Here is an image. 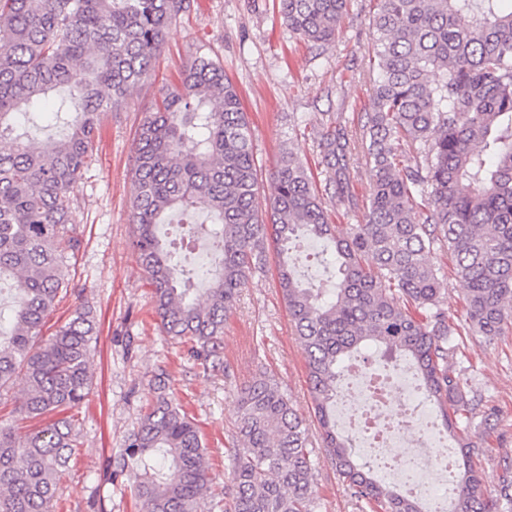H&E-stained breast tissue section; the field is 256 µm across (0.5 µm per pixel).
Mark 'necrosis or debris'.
<instances>
[{"label":"necrosis or debris","mask_w":512,"mask_h":512,"mask_svg":"<svg viewBox=\"0 0 512 512\" xmlns=\"http://www.w3.org/2000/svg\"><path fill=\"white\" fill-rule=\"evenodd\" d=\"M375 374L351 368L339 406L346 427L360 438V446L374 466L413 492L438 485L450 470L443 448L445 439L436 432L410 370L389 375L385 389L374 386ZM404 448L407 459L394 451Z\"/></svg>","instance_id":"1"}]
</instances>
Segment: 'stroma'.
<instances>
[{"label": "stroma", "mask_w": 512, "mask_h": 512, "mask_svg": "<svg viewBox=\"0 0 512 512\" xmlns=\"http://www.w3.org/2000/svg\"><path fill=\"white\" fill-rule=\"evenodd\" d=\"M376 7V0H350L335 45L322 50L288 31L278 0H190L170 25L151 75L104 116L88 171L75 189L83 245L67 268L73 291L43 328L52 333L80 302L91 307L98 324L91 390L72 412L79 445L60 478L53 512H138L113 459L149 410L157 369L167 371L170 393L207 444L212 482L202 512H224L237 393L256 373H269L298 414L314 422L304 354L274 262L251 276L227 317L220 368L204 369L191 343H174L162 332L131 247L135 146L155 102L195 56L209 54L220 60L240 94L260 183L268 184L285 153H295L325 198L337 234H347L351 225L365 221L369 179L360 171L351 180L357 209L334 198L322 174L318 138L336 115L357 124L370 109L368 55L375 38L370 17ZM457 343L453 365L461 385L477 395L480 409L498 412L476 458L495 499L497 475L512 466V331L491 343L465 331ZM312 442L314 512H361L320 437Z\"/></svg>", "instance_id": "1"}]
</instances>
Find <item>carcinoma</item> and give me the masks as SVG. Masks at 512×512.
Wrapping results in <instances>:
<instances>
[{"label":"carcinoma","instance_id":"carcinoma-1","mask_svg":"<svg viewBox=\"0 0 512 512\" xmlns=\"http://www.w3.org/2000/svg\"><path fill=\"white\" fill-rule=\"evenodd\" d=\"M299 38L327 47L349 0H279ZM188 0H0V281H13L12 320L0 327V393L25 386L23 432L0 420V512H51L77 447L72 420L91 384L97 340L89 307L44 336L70 281L83 234L74 188L92 155L98 122L142 82ZM372 103L350 130L336 117L321 134L322 173L338 201L357 206L350 170L360 159L372 192L365 223L335 234L301 160L284 155L270 176L269 220L259 213L249 123L220 61L197 56L142 127L136 148L132 248L152 288L164 333L193 342L203 367L220 365L224 321L251 273L278 255V282L299 337L315 417L350 494L375 512H422L417 498L375 479L336 434L331 407L350 358L372 350L415 367L461 457L448 512H491L488 478L471 456L478 402L450 359L460 334L442 307L446 278L434 261L448 248L462 286L466 326L488 341L512 328V0H378ZM65 89L77 104L70 131L37 144L15 133L20 116ZM414 163L403 164L404 152ZM178 210L220 252L198 296L157 231ZM204 210L210 228L194 220ZM330 242L336 283L305 285L293 249ZM156 399L115 459L139 512H200L211 483L197 425L154 375ZM309 428L264 372L241 390L232 448L229 512H313ZM512 505V469L498 475Z\"/></svg>","mask_w":512,"mask_h":512}]
</instances>
